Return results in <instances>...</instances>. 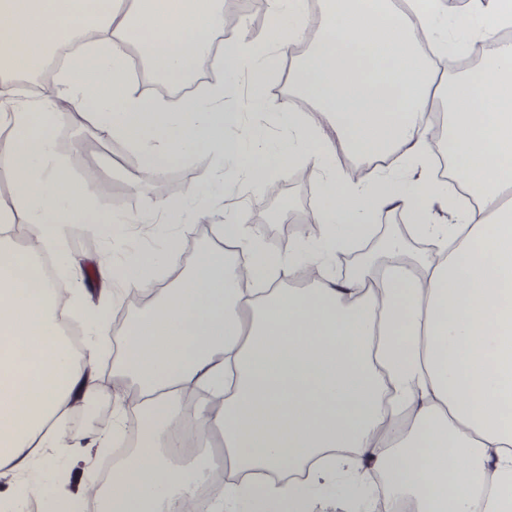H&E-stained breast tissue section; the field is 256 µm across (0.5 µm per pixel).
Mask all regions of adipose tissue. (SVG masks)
<instances>
[{"mask_svg": "<svg viewBox=\"0 0 512 512\" xmlns=\"http://www.w3.org/2000/svg\"><path fill=\"white\" fill-rule=\"evenodd\" d=\"M321 0L320 34L297 63L293 82L312 102L292 112L307 142L302 157L322 171L316 230L304 246L261 250L249 224H217L252 255L248 271L222 247L201 253L174 287L155 290L159 255L142 251L99 274L121 287L154 292L148 308L121 326L115 367L134 388L136 448L114 467L103 512H180L213 465L209 451L185 460L178 429L193 415L220 429L241 482L226 485L211 512H298L334 500L339 483L385 477L387 497L413 512H512V0H470L480 19L462 45L482 69L436 91L415 29L430 30L437 0ZM95 39L57 71L43 99L9 117L15 133L0 146V176L14 199L0 207V255H14V225L29 246L16 255L30 274L56 257L70 278L79 267L62 249L67 225L95 235L125 216H98L93 186L75 180L56 152L53 110L92 112L98 136L119 140L145 160L130 177L164 175L193 153L211 158L205 186L190 185L180 203L159 200L161 223H196L222 197L231 175L272 183L293 146H271L259 128H243L224 107V88L177 107L139 93L125 79L129 46L154 75L176 86L211 64L224 0H177L159 15L157 0H139L96 16ZM79 21L72 0H0V81L41 70ZM262 49L245 39L224 47L227 74L264 76ZM442 93V138L463 191L451 224L432 223L426 200L407 175L427 168L429 96ZM354 155L396 153L394 164L353 180L334 163L337 146ZM405 212L433 251L404 261L391 241L388 262L339 280L338 253L368 231L367 214ZM315 269L309 288H281L284 275ZM380 300H373L369 287ZM63 311L49 281L32 288L0 272V471L18 474L10 500L47 492L51 512H80L71 496L47 491L49 448L67 447L56 420L78 396L100 392L94 345L73 355L62 336ZM409 417L387 441L384 426Z\"/></svg>", "mask_w": 512, "mask_h": 512, "instance_id": "ef3b65f1", "label": "adipose tissue"}]
</instances>
